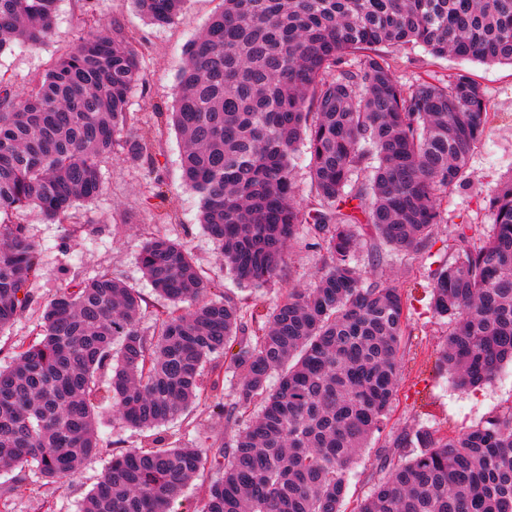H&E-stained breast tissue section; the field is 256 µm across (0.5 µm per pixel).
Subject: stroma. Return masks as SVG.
<instances>
[{
    "label": "stroma",
    "mask_w": 512,
    "mask_h": 512,
    "mask_svg": "<svg viewBox=\"0 0 512 512\" xmlns=\"http://www.w3.org/2000/svg\"><path fill=\"white\" fill-rule=\"evenodd\" d=\"M90 7L101 23L117 20L135 33L144 82L130 94L128 110L134 117L135 131H160V145L151 161H132L121 155L103 161V190L94 199L76 204L82 226L74 234H67L63 225L47 221L35 209L16 215V222L25 225L38 246L42 265L34 286V307L0 333L1 366L11 362L18 344L29 341L40 307L72 287L70 272L74 269L86 279L108 270L138 290L143 298V324L153 326L156 314L166 310L169 303L153 291L139 268V252L151 236L183 242L215 292H228L246 305L258 298L271 307L286 289L313 286L322 265V249L311 233L303 231L288 251L279 282L260 289L238 285L225 273L224 262L200 223L199 195L183 181L181 139L174 129L165 128L163 121L172 109L186 48L222 10L223 0H186L177 17L165 25L150 23L132 0H59L51 39L36 48L16 44L0 53V72L15 88L26 87L69 51L85 27ZM384 53L394 78L405 88L424 80L441 85L458 73L470 74L480 84L490 113L489 124L469 161L465 180L443 198L444 222L435 231L440 251L445 250L460 224L470 225L473 243H480L495 222L489 197L512 176V65L454 55L435 57L421 46L388 47ZM354 262L365 277L391 280L409 296L403 369L386 434L421 426L451 434L512 406L511 364H504L484 385L466 391L458 390L451 374L438 368V351L448 327L429 308L420 258L388 254L378 262L365 245L357 251ZM223 430L222 417L208 401L153 432L139 431L116 417H107L100 426L101 452L86 463L69 488L51 489L36 469L26 468L25 491L11 496L0 512H77L79 500L95 486L113 454L146 446L157 435L172 444L205 446ZM378 477L375 449L363 450L351 470L343 512H351L356 498L369 495Z\"/></svg>",
    "instance_id": "1"
}]
</instances>
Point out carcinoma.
I'll use <instances>...</instances> for the list:
<instances>
[{
  "label": "carcinoma",
  "instance_id": "obj_1",
  "mask_svg": "<svg viewBox=\"0 0 512 512\" xmlns=\"http://www.w3.org/2000/svg\"><path fill=\"white\" fill-rule=\"evenodd\" d=\"M184 2L134 0L158 25ZM57 4L0 0V52L49 40ZM410 43L512 64V0H224L177 76L169 116L182 177L238 284L275 282L305 226L323 250L317 282L263 312L215 294L179 240H147L141 270L171 308L144 328L142 297L108 271L50 299L0 369V471L33 466L60 489L99 453L105 412L151 430L212 396L224 436L205 448L156 437L112 455L79 512H173L211 466L222 472L201 512H341L351 466L396 401L408 323L402 289L353 265L362 234L345 208L358 201L370 237L391 250L432 258L441 201L488 123L466 74L397 84L381 48ZM346 53L359 65L332 74ZM143 79L134 36L116 20L88 26L20 93L0 74V332L31 308L40 270L13 216L35 207L64 220L101 193V162L117 147L132 160L151 153L158 136L129 134L128 97ZM303 141L317 197L308 209L293 198ZM489 205L488 239L476 246L458 225L451 260L427 270L429 307L450 324L439 363L463 390L512 362V178ZM216 354L229 364L205 385ZM100 373L110 374L103 391ZM400 448L414 453L390 462ZM378 457L383 476L352 512H512V406L455 434L404 430Z\"/></svg>",
  "mask_w": 512,
  "mask_h": 512
}]
</instances>
